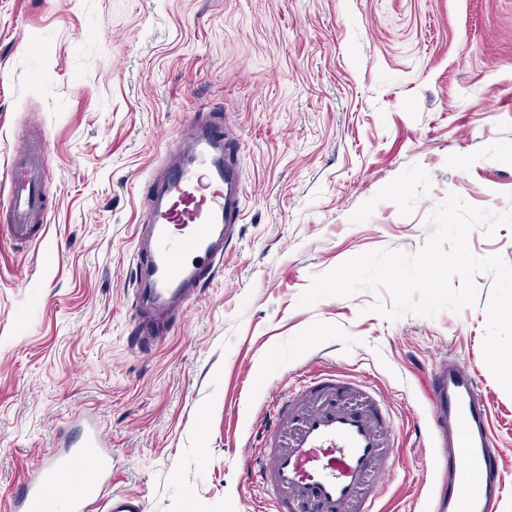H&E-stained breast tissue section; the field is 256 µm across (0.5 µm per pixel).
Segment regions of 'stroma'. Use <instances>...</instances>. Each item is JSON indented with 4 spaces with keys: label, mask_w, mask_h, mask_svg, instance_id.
Here are the masks:
<instances>
[{
    "label": "stroma",
    "mask_w": 512,
    "mask_h": 512,
    "mask_svg": "<svg viewBox=\"0 0 512 512\" xmlns=\"http://www.w3.org/2000/svg\"><path fill=\"white\" fill-rule=\"evenodd\" d=\"M234 124L246 197L217 276L149 350L128 288L143 198L188 126ZM46 140L54 206L0 237V512L89 412L112 488L145 512H259L243 453L272 390L311 365L376 384L398 419L387 512L431 490L426 373L478 372L512 503V395L460 313L392 321L385 290L297 302L358 254L407 253L448 194L512 207V0H0V169Z\"/></svg>",
    "instance_id": "stroma-1"
}]
</instances>
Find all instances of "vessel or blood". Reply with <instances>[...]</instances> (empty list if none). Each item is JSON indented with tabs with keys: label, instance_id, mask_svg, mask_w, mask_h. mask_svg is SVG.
Segmentation results:
<instances>
[{
	"label": "vessel or blood",
	"instance_id": "vessel-or-blood-1",
	"mask_svg": "<svg viewBox=\"0 0 512 512\" xmlns=\"http://www.w3.org/2000/svg\"><path fill=\"white\" fill-rule=\"evenodd\" d=\"M232 131L201 128L167 160L160 193L148 195L135 243L133 281L139 341L156 343L222 265L244 211L245 187L234 164ZM43 145L28 141L7 163L0 194L8 234L32 242L46 220ZM434 468L460 498L436 501L435 512H489L503 490V457L490 408L470 367L442 359L426 374ZM80 432L36 466L18 495L23 512H144L140 495L111 489L112 450L100 423L77 417ZM392 412L376 385L335 369L301 375L268 400L254 427L241 476L270 492L267 512H382L387 480L399 464Z\"/></svg>",
	"mask_w": 512,
	"mask_h": 512
}]
</instances>
